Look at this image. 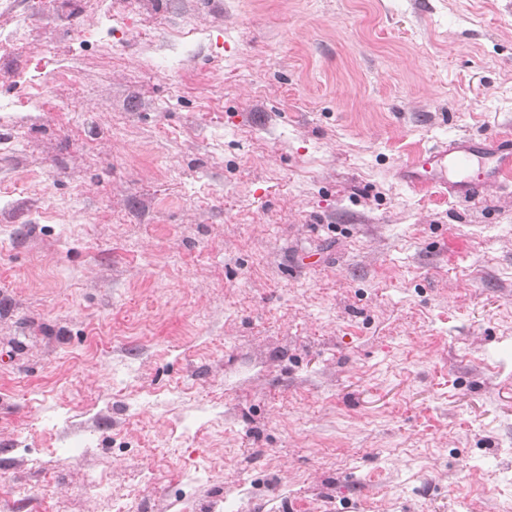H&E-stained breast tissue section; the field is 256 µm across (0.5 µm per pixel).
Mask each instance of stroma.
<instances>
[{"mask_svg":"<svg viewBox=\"0 0 512 512\" xmlns=\"http://www.w3.org/2000/svg\"><path fill=\"white\" fill-rule=\"evenodd\" d=\"M105 14L142 38L84 41ZM20 16L0 512H512V187L400 179L512 129V0Z\"/></svg>","mask_w":512,"mask_h":512,"instance_id":"obj_1","label":"stroma"}]
</instances>
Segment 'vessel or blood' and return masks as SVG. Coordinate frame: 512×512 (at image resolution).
Returning a JSON list of instances; mask_svg holds the SVG:
<instances>
[{
	"label": "vessel or blood",
	"instance_id": "vessel-or-blood-1",
	"mask_svg": "<svg viewBox=\"0 0 512 512\" xmlns=\"http://www.w3.org/2000/svg\"><path fill=\"white\" fill-rule=\"evenodd\" d=\"M411 186L434 185L451 197L469 202L492 186L512 185V132L462 138L419 152L401 170Z\"/></svg>",
	"mask_w": 512,
	"mask_h": 512
}]
</instances>
